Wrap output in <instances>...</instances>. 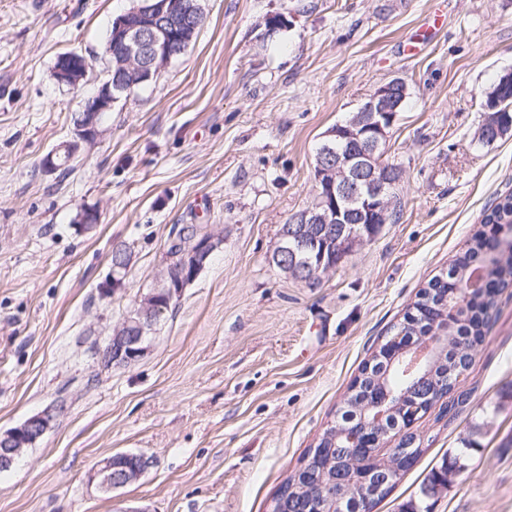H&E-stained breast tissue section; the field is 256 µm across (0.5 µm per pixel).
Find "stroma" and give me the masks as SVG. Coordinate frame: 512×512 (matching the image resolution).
Instances as JSON below:
<instances>
[{
    "label": "stroma",
    "mask_w": 512,
    "mask_h": 512,
    "mask_svg": "<svg viewBox=\"0 0 512 512\" xmlns=\"http://www.w3.org/2000/svg\"><path fill=\"white\" fill-rule=\"evenodd\" d=\"M133 3L0 0V432L62 409L0 471V512H270L362 364L512 192V134L477 138L512 71V0H202L186 52L113 105L66 174L44 172L105 76L110 21ZM439 12L445 26L426 30ZM67 51L89 62L74 90L53 76ZM393 78L407 84L385 155L402 172L396 221L315 283L286 276L271 258L314 200L324 132ZM186 225L223 245L143 356L105 365L98 346ZM117 243L131 263L105 298ZM455 391L464 405L413 422L422 454L374 512H405L467 438L431 512H512V288ZM121 452L149 466L102 492L92 470Z\"/></svg>",
    "instance_id": "obj_1"
}]
</instances>
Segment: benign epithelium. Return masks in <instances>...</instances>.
Listing matches in <instances>:
<instances>
[{
    "instance_id": "7a95c632",
    "label": "benign epithelium",
    "mask_w": 512,
    "mask_h": 512,
    "mask_svg": "<svg viewBox=\"0 0 512 512\" xmlns=\"http://www.w3.org/2000/svg\"><path fill=\"white\" fill-rule=\"evenodd\" d=\"M193 23L184 3L175 0H143L128 14L116 18L115 35L105 53L115 57L126 73L137 81H148L158 74L174 55L175 42L170 31L179 24ZM88 62L74 54L59 58L55 79L61 85L76 88L85 77ZM109 79L88 96L81 105L82 116L74 128L78 140L91 143L100 134L97 119L112 110L118 98L112 95V69ZM407 86L401 79H391L375 91L344 122L324 133V142L316 157V201L299 212L294 224H343L354 210L366 215L371 224L384 223L389 205L390 187L401 174L383 160L396 112L406 98ZM224 243L219 234H208L195 242L190 260L166 269L148 300L136 307L116 325L105 340L102 355L115 366H125L144 353L145 342L165 308L180 296L183 288L203 269L201 256L217 251ZM448 321L436 320L431 329L401 354L406 373L416 375L432 362L435 353L447 341ZM403 404V395L388 390L375 397V404L365 415V424L342 435V450L355 453L362 448L379 455V441L372 429L385 424L393 408ZM53 413L37 414L22 424L0 434V469L9 468L23 449L31 446L51 427ZM149 462L142 458L136 466L121 464L110 456L100 460L91 474L99 487L110 492L137 481Z\"/></svg>"
}]
</instances>
